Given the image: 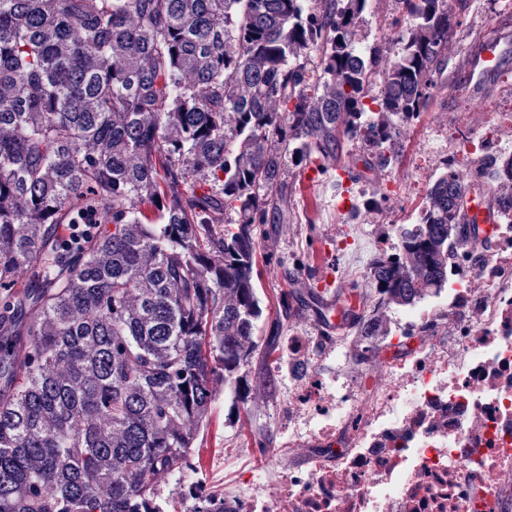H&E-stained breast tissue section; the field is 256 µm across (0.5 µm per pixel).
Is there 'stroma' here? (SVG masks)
Wrapping results in <instances>:
<instances>
[{
  "label": "stroma",
  "mask_w": 512,
  "mask_h": 512,
  "mask_svg": "<svg viewBox=\"0 0 512 512\" xmlns=\"http://www.w3.org/2000/svg\"><path fill=\"white\" fill-rule=\"evenodd\" d=\"M502 10L512 11V0H467L464 23L448 43V86L437 90L425 112L404 126L399 166L365 172L355 181L332 172L320 176L309 170L289 172L288 214L280 223L265 225L266 236L261 241L266 260L260 265L257 286L265 320L260 331L263 343L247 368L252 390L248 400L234 410L224 399H216L194 450L200 476L215 496H223L225 480L242 468L240 449L281 445L273 414L288 388V374L280 352L289 336L298 332L310 337H336L347 332L343 326L324 328L306 311L293 318L281 333H274L281 291L313 286L326 291L331 298L339 293L373 292L369 263L395 245L399 225L417 219L429 184L448 155L449 130L460 123L473 130L484 129L487 113L504 112L512 106L507 97L512 90V65L500 73L496 93L482 99L480 108L466 113L460 110L459 85L455 80L472 42L471 30L490 32L494 15ZM401 13L397 0H372L363 26L368 40L385 51H393L395 45L389 40L391 23ZM376 191L385 194V202L379 209L363 211V201ZM270 337L276 340L277 352L273 355L265 345ZM420 342L417 334L401 341L411 349ZM398 344L380 343L374 357L345 364L359 398L371 396L380 368L396 359ZM231 417L236 420L232 426L227 423Z\"/></svg>",
  "instance_id": "obj_1"
}]
</instances>
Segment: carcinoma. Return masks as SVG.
<instances>
[{
  "mask_svg": "<svg viewBox=\"0 0 512 512\" xmlns=\"http://www.w3.org/2000/svg\"><path fill=\"white\" fill-rule=\"evenodd\" d=\"M400 2L397 52L361 57L369 0H0V512H221L175 487L217 387L249 391L258 229L286 213L288 167L357 180L353 145L399 165L448 81L451 0ZM487 173L512 221V153L467 178L445 159L370 263L376 303L345 313L359 356L384 310L448 285L460 196ZM299 302L280 294L283 319Z\"/></svg>",
  "mask_w": 512,
  "mask_h": 512,
  "instance_id": "carcinoma-1",
  "label": "carcinoma"
}]
</instances>
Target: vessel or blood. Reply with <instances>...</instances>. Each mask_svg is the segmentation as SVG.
I'll return each mask as SVG.
<instances>
[{
    "label": "vessel or blood",
    "mask_w": 512,
    "mask_h": 512,
    "mask_svg": "<svg viewBox=\"0 0 512 512\" xmlns=\"http://www.w3.org/2000/svg\"><path fill=\"white\" fill-rule=\"evenodd\" d=\"M512 60V32L501 30L477 44L467 55L462 68L465 82L478 96L491 95L500 71ZM467 223L476 227L469 236L470 242L478 243L484 238L485 227L496 223L497 215L484 191H475L465 207Z\"/></svg>",
    "instance_id": "vessel-or-blood-1"
}]
</instances>
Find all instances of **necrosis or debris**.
Here are the masks:
<instances>
[{
    "label": "necrosis or debris",
    "mask_w": 512,
    "mask_h": 512,
    "mask_svg": "<svg viewBox=\"0 0 512 512\" xmlns=\"http://www.w3.org/2000/svg\"><path fill=\"white\" fill-rule=\"evenodd\" d=\"M443 301L403 312L419 348L357 398L332 337L288 338L282 446L225 512H512V226L459 242Z\"/></svg>",
    "instance_id": "1"
}]
</instances>
